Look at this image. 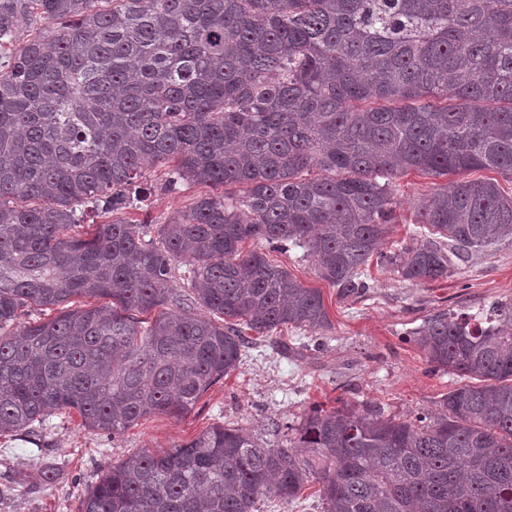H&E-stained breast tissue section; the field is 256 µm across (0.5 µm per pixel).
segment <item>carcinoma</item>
Returning <instances> with one entry per match:
<instances>
[{"label": "carcinoma", "instance_id": "1", "mask_svg": "<svg viewBox=\"0 0 512 512\" xmlns=\"http://www.w3.org/2000/svg\"><path fill=\"white\" fill-rule=\"evenodd\" d=\"M167 162L169 187L224 194L155 238L111 218ZM479 170L512 182V0H0V436L70 409L112 436L183 416L239 367L244 330L328 327L265 246L342 298L373 262L454 275L512 241V192L440 185L387 254L392 180ZM75 296L93 302L22 321ZM411 336L464 380L442 414L315 406L289 448L215 425L110 467L80 512H257L310 482L322 512H512V302Z\"/></svg>", "mask_w": 512, "mask_h": 512}]
</instances>
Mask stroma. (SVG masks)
<instances>
[{
	"label": "stroma",
	"instance_id": "obj_1",
	"mask_svg": "<svg viewBox=\"0 0 512 512\" xmlns=\"http://www.w3.org/2000/svg\"><path fill=\"white\" fill-rule=\"evenodd\" d=\"M169 172L163 164L147 172L151 191L125 211V219L158 224L204 193V186L185 182L166 188ZM441 183L414 172L395 179L398 220L382 251H394L408 239L417 205ZM267 257L304 286L320 289L329 328L308 334L300 345L293 343L292 331H282L281 342L290 345L285 353L279 342L258 339L239 367L181 418L153 414L110 437L83 426L73 410L49 417L34 432L0 438V473L9 475L0 512H78L85 491L112 465L143 448H172L215 425L238 428L265 447L280 448L287 441L271 435L269 423L299 424L315 405L330 410L343 400L368 403L392 416L438 411L455 379L431 370L409 332L443 309L478 313L512 301V241L470 259L451 277L423 285L403 280L391 268L372 267L368 292L347 300L319 279L310 263L299 261L297 251H271Z\"/></svg>",
	"mask_w": 512,
	"mask_h": 512
}]
</instances>
